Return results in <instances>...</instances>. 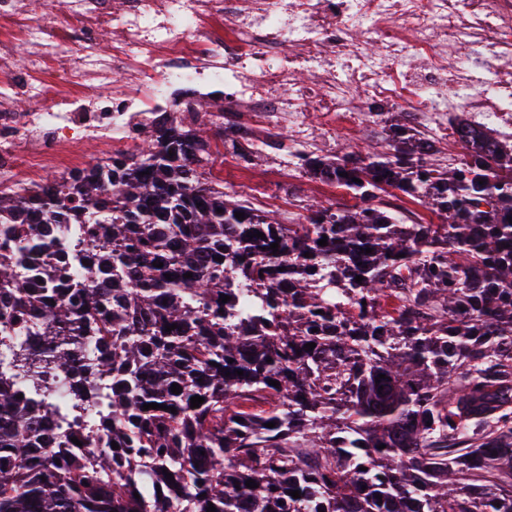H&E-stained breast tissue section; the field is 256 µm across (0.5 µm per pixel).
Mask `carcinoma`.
Instances as JSON below:
<instances>
[{
	"label": "carcinoma",
	"instance_id": "cac0c4a2",
	"mask_svg": "<svg viewBox=\"0 0 512 512\" xmlns=\"http://www.w3.org/2000/svg\"><path fill=\"white\" fill-rule=\"evenodd\" d=\"M452 129L466 151L448 169L398 123L387 152L301 156L356 200L302 224L214 181L203 120H154L64 185L0 189V308L16 326L0 336V512H168L162 482L183 512H512V145ZM390 189L441 223H402L381 206ZM77 215L95 225L80 259L55 263L28 235ZM31 255L53 281L94 268L112 285L37 293L19 273ZM79 358L112 376L119 448L34 461L44 420L98 419Z\"/></svg>",
	"mask_w": 512,
	"mask_h": 512
}]
</instances>
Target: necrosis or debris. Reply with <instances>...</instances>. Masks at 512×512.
<instances>
[{
  "label": "necrosis or debris",
  "mask_w": 512,
  "mask_h": 512,
  "mask_svg": "<svg viewBox=\"0 0 512 512\" xmlns=\"http://www.w3.org/2000/svg\"><path fill=\"white\" fill-rule=\"evenodd\" d=\"M15 23L28 65L0 41V188L68 178L82 144L133 147L176 88L219 92L238 128L261 116L301 144L306 113L340 134L395 110L432 145L452 121L512 141V0H0V29ZM23 97L50 105L22 116Z\"/></svg>",
  "instance_id": "obj_1"
}]
</instances>
